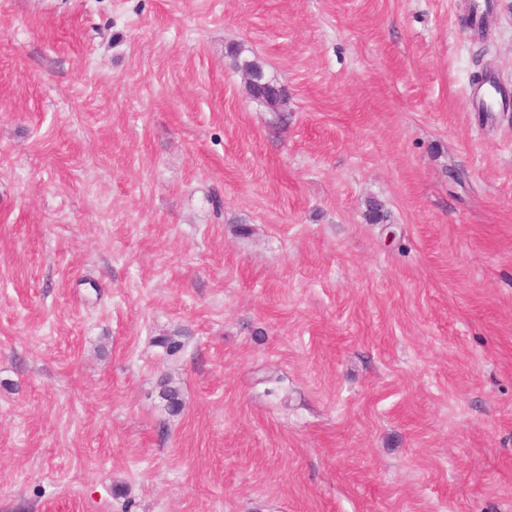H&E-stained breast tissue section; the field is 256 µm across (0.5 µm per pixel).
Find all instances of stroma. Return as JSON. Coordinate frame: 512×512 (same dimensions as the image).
<instances>
[{
  "instance_id": "obj_1",
  "label": "stroma",
  "mask_w": 512,
  "mask_h": 512,
  "mask_svg": "<svg viewBox=\"0 0 512 512\" xmlns=\"http://www.w3.org/2000/svg\"><path fill=\"white\" fill-rule=\"evenodd\" d=\"M469 2L0 0V512H512ZM241 67L248 77L249 94L256 100L271 107H277L284 101V92L276 83L265 78L261 66L255 61L245 60ZM274 88H278L276 91ZM160 398L164 407L171 415H177L182 409V398L179 387L171 378H165L160 386Z\"/></svg>"
}]
</instances>
